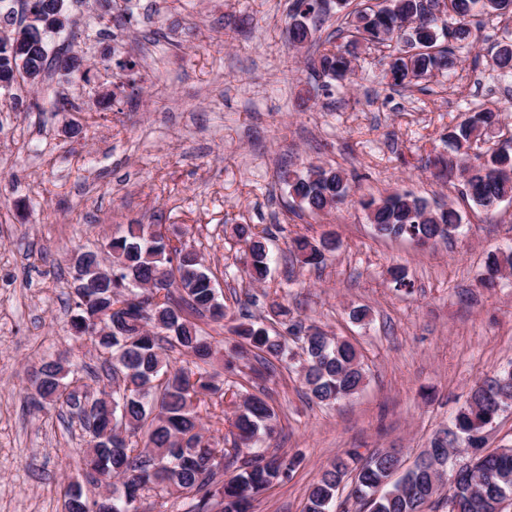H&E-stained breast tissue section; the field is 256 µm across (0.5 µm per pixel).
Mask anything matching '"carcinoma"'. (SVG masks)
Instances as JSON below:
<instances>
[{"mask_svg": "<svg viewBox=\"0 0 512 512\" xmlns=\"http://www.w3.org/2000/svg\"><path fill=\"white\" fill-rule=\"evenodd\" d=\"M446 1L454 23L440 27L439 12ZM19 2L20 11L0 13V28L8 34V40L0 38V68L25 60L32 78H23V83L33 88L50 71L61 69L67 52L45 53V40L29 34L26 25L29 7L50 16L58 0ZM322 4L323 0H293L289 26L293 45L311 41L308 20L320 14ZM494 14H512V0H391L378 10L369 5L354 9L345 29L353 45L405 44L406 49L390 58L387 76L390 85L406 88L464 63L463 50L473 44V20ZM306 64L312 75L330 80H343L351 71L349 58L326 47L308 56ZM489 66L504 79L512 77V44L500 47ZM496 121L497 114L489 109L465 113L445 136L448 157L434 161L443 173L460 167L462 197L485 211L512 202L511 153L503 149L470 163L473 144L488 135ZM280 181L299 207L313 213L337 208L349 194L347 175L339 169L316 167L305 174L284 170ZM359 205L379 235L422 244L448 239L462 220L456 209L432 206L407 192L361 199ZM234 233L246 245L249 276L255 281L266 279L271 263L267 229L238 224ZM338 247L332 235L317 244L298 235L289 252L301 265L317 268ZM107 249L114 267L111 281L91 278L89 266L99 261L96 251H87L89 258L74 264L71 327L89 337L103 374L117 386L112 400H81L82 378L64 382L68 371L58 359L43 364L34 406L40 411L68 407L89 435L88 477L97 483L103 476L124 477L132 503L127 506L107 493L89 498L80 487L70 486L64 491L66 512H87L90 506L96 512H139L138 503L146 496L187 499L189 512H249L251 503L287 479L300 459L277 453L257 457L232 478L219 479L220 472L237 462L242 449L251 447L261 434L272 436L277 426L267 394L245 393L244 385L235 381L241 373L236 360L250 355L255 362L250 370L268 376L279 365L297 363L309 396L330 406L357 393L365 382L357 349L317 326L290 319L288 306L274 300L266 321L246 312L233 318L237 340L234 354L223 362L227 372L223 377L213 367L223 353L188 317L194 311L219 322L229 314L216 289L209 287L213 273L197 248L187 242L173 248L161 228L147 231L142 224H130L125 234L107 243ZM507 268H512V251L489 255L482 284L491 283ZM141 283L153 284L151 292L162 294V300L146 297L124 310L111 309L115 305L111 296L127 293L137 298L136 285ZM175 353L193 361H179ZM226 401L234 408L230 448L206 435L201 422V408L222 407ZM510 406L512 368L471 388L451 425L443 430L445 437L432 440L431 447L444 449L432 473L415 464L399 474L394 470L395 456L386 450L376 449L365 458L347 451L322 470L302 512H334L337 492L347 480L359 512H421L441 496L445 484L448 512H512V447L484 450L488 427Z\"/></svg>", "mask_w": 512, "mask_h": 512, "instance_id": "carcinoma-1", "label": "carcinoma"}]
</instances>
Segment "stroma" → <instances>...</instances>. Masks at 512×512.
<instances>
[{
  "instance_id": "obj_1",
  "label": "stroma",
  "mask_w": 512,
  "mask_h": 512,
  "mask_svg": "<svg viewBox=\"0 0 512 512\" xmlns=\"http://www.w3.org/2000/svg\"><path fill=\"white\" fill-rule=\"evenodd\" d=\"M291 3L72 0L76 26L47 43L85 53L88 78L53 74L17 94L21 107L0 88V512H62L71 482L90 497L103 490L87 481L78 419L37 410L31 396L43 361L96 368L90 340L70 327L69 259L135 220L195 244L227 306L248 297L259 317L284 298L295 320L361 355L363 388L332 406L306 399L297 369L264 381L278 429L250 453L303 460L252 512H301L323 468L349 450H393L412 465L477 382L512 366V274L479 285L488 253L512 249V203L477 209L460 176L426 166L471 101L502 110L482 151L512 144V79L488 65L512 43V18L483 23L478 64L394 89L385 47L360 46L344 82L310 75L306 49L288 40ZM318 166L344 169L350 195L331 213L299 212L277 174ZM404 190L457 209L459 231L426 247L378 236L359 198ZM235 224L269 227L266 282L246 274ZM328 234L340 247L324 265L288 262L292 238ZM394 266L412 292L395 287ZM358 306L369 310L360 323Z\"/></svg>"
}]
</instances>
